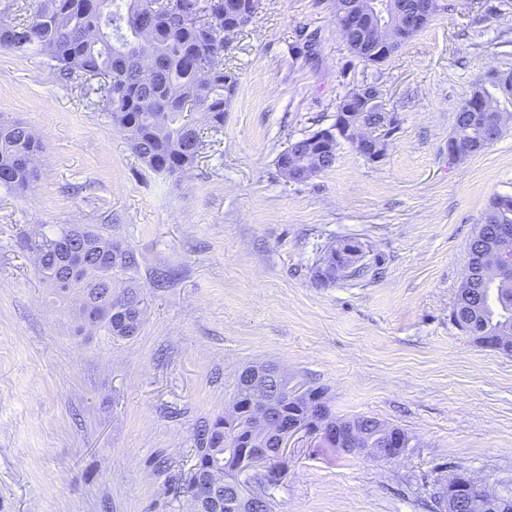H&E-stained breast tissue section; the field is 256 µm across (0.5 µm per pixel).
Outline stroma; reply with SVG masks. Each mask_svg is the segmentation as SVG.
I'll return each mask as SVG.
<instances>
[{"label": "stroma", "mask_w": 512, "mask_h": 512, "mask_svg": "<svg viewBox=\"0 0 512 512\" xmlns=\"http://www.w3.org/2000/svg\"><path fill=\"white\" fill-rule=\"evenodd\" d=\"M440 5L377 68L350 53L334 0H259L224 48L238 77L224 126L176 176L149 169L81 81L0 49V122L44 145L30 188L0 187V512H189L194 430L259 364L409 438L389 463L297 442L274 512H425L461 470L512 485V356L450 319L475 228L512 195V98L498 141L448 159L462 99L512 71V0ZM365 80L394 120L384 159L344 143L331 168L287 181L278 154ZM67 224L135 252L136 336L77 331L52 300L21 242ZM345 239L378 275L320 283L316 262ZM167 268L179 277L156 287Z\"/></svg>", "instance_id": "35a3bbf8"}]
</instances>
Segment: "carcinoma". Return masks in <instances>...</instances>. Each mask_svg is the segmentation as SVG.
I'll return each instance as SVG.
<instances>
[{"label": "carcinoma", "mask_w": 512, "mask_h": 512, "mask_svg": "<svg viewBox=\"0 0 512 512\" xmlns=\"http://www.w3.org/2000/svg\"><path fill=\"white\" fill-rule=\"evenodd\" d=\"M39 0L27 20L0 25V47L22 54L35 53L54 63L67 80L85 79L87 89L105 100L111 108L112 120L124 133L131 150L153 171L177 175L188 170L202 147L201 127L189 118L192 112L202 114L205 125L224 127V112L234 98L238 78L224 70L225 31L240 32L252 21L251 8L258 0H222L213 8L215 14L206 25H199L191 11L194 0H180L184 10L154 8L153 0ZM401 48L383 40L373 29L364 31V41L351 53L366 64L382 65ZM488 106L474 111L475 91L462 100L457 116L463 122L456 131L461 143L477 144L490 134L500 138L505 116L500 101L476 83ZM384 102L378 101L355 114V120L373 130L383 127ZM316 134L291 142L281 153L295 157L302 168L321 172L332 167L336 151L316 153ZM41 140L22 123L0 125V186L24 189L36 179L35 161L43 152ZM512 225V196L492 199L470 240L473 247L468 271L460 284L453 315L458 328L479 344H488L506 355L512 354V273L496 282L488 306L473 305L474 290L482 286L488 262L486 253L498 250L495 225ZM81 236L89 246L103 244L111 250L112 268L126 274L137 268V257L128 248H118L89 228L66 225L52 234L37 233L23 241V248L35 258L42 277L53 287L62 301L75 302L82 313L86 300L94 298L103 287L105 274L97 269L81 268L72 279L57 277L58 258L65 254L73 237ZM121 295L127 297L126 318L133 333L141 326L140 296L134 284ZM96 329L115 339L129 337L124 322L118 317L102 318ZM278 403L289 415L311 407L326 420L328 435L336 442L325 448H385L392 434H401L397 426L391 431L370 426L372 418L359 416L338 418L322 393L309 390V396H295L285 388L278 389ZM224 418L218 417L197 428L194 435V465L208 468L224 447ZM469 512H512V490L497 494L496 500L476 495Z\"/></svg>", "instance_id": "carcinoma-1"}]
</instances>
